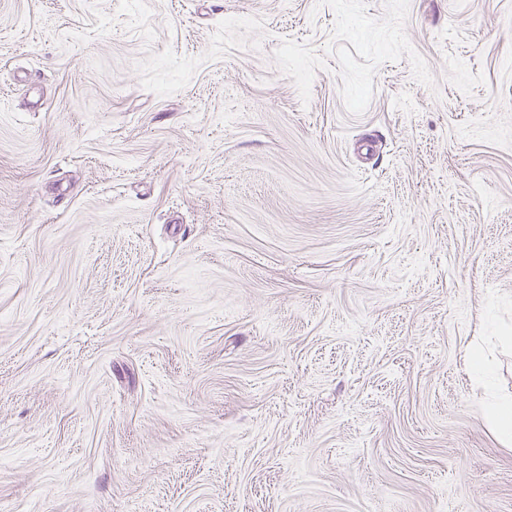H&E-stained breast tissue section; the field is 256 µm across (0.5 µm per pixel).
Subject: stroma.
I'll list each match as a JSON object with an SVG mask.
<instances>
[{
    "label": "stroma",
    "instance_id": "obj_1",
    "mask_svg": "<svg viewBox=\"0 0 512 512\" xmlns=\"http://www.w3.org/2000/svg\"><path fill=\"white\" fill-rule=\"evenodd\" d=\"M510 336L512 0H0V512H512ZM489 419L502 443L512 444V397L501 398L488 407Z\"/></svg>",
    "mask_w": 512,
    "mask_h": 512
}]
</instances>
